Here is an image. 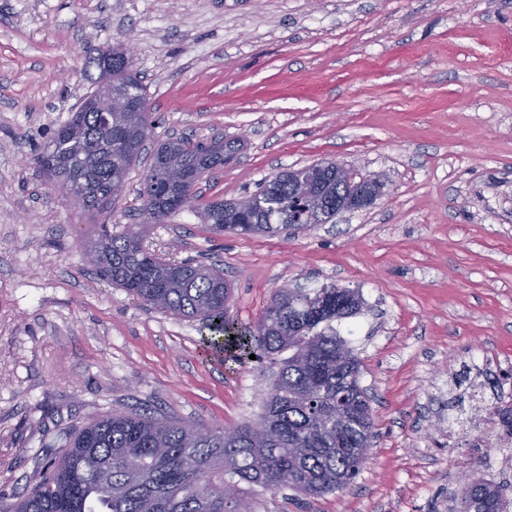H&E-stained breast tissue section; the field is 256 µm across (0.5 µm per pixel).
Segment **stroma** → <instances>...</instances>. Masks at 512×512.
<instances>
[{
    "mask_svg": "<svg viewBox=\"0 0 512 512\" xmlns=\"http://www.w3.org/2000/svg\"><path fill=\"white\" fill-rule=\"evenodd\" d=\"M127 41L153 142L246 140L199 203L330 160L389 192L296 233L219 234L191 208L145 224L144 156L90 222L35 157L95 90L99 54ZM130 225L164 258L221 264L240 327L285 287L363 299L335 327L361 361L367 461L332 493L247 491L255 512H452L468 470L512 484L496 428L448 440L475 358L487 403L512 395V0H0V504L106 414L211 429L264 411L279 363L205 355L198 321L85 263L102 229Z\"/></svg>",
    "mask_w": 512,
    "mask_h": 512,
    "instance_id": "35a3bbf8",
    "label": "stroma"
}]
</instances>
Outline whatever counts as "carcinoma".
Listing matches in <instances>:
<instances>
[{"mask_svg":"<svg viewBox=\"0 0 512 512\" xmlns=\"http://www.w3.org/2000/svg\"><path fill=\"white\" fill-rule=\"evenodd\" d=\"M112 82L133 99L146 100L133 60H112ZM98 93L87 97L54 132L36 157L43 176L81 193L90 221L108 210L124 187L133 162L141 157L153 129L150 113L136 121L112 112V125L94 109ZM227 155L188 138H169L153 150L144 178V204L162 224L172 214L197 207L203 223L219 232L270 234L288 229L294 187L283 175L271 188L239 200L195 205L194 187L224 165ZM101 278L144 303L172 315L201 321L204 342L239 363L281 359L278 378L261 419L271 437L258 438L252 425L239 426L236 437L224 428L193 425L138 413L109 414L76 428L64 453L41 481L0 512H252L239 484L265 489L290 488L322 495L345 488L366 462L374 437V419L359 386L360 361L322 321L302 318L321 302L325 289L277 291L263 315L245 333L224 317L231 294L224 269L191 259L172 262L149 252L136 231L105 233L87 252ZM325 322L348 318L361 304L328 295ZM348 363L336 371V350ZM351 422L336 429V402ZM234 486L235 495L216 498L215 485ZM460 512H512L505 489L483 482L466 489Z\"/></svg>","mask_w":512,"mask_h":512,"instance_id":"obj_1","label":"carcinoma"}]
</instances>
